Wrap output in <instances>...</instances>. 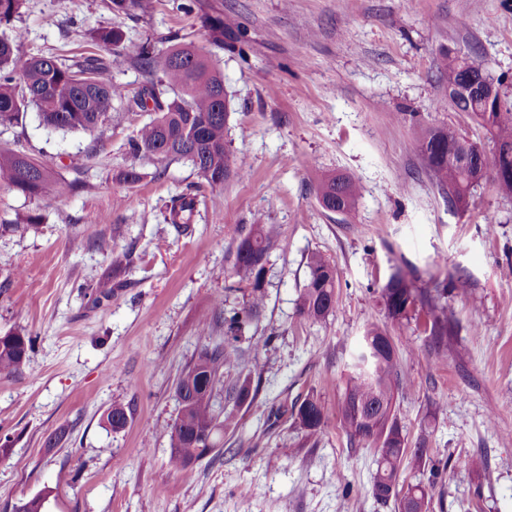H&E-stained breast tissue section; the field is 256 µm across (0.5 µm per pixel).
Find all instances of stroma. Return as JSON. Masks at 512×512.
I'll use <instances>...</instances> for the list:
<instances>
[{
    "label": "stroma",
    "mask_w": 512,
    "mask_h": 512,
    "mask_svg": "<svg viewBox=\"0 0 512 512\" xmlns=\"http://www.w3.org/2000/svg\"><path fill=\"white\" fill-rule=\"evenodd\" d=\"M155 0L129 19L105 0H26L12 27L21 57L96 51L98 29L128 40L209 48L200 12ZM246 30V57L224 52L230 98L225 139L248 172L202 187L190 235L160 212L197 184L186 161L134 160L127 142L150 118L112 112L94 133L58 132L35 112L0 126V149L41 158L77 190L54 201L0 184V336L31 338L21 375L0 378V512L49 491L47 512H397L372 493L375 445H350L339 425L343 377L367 325L384 323L380 292L394 271L422 288L464 274L448 291L454 328L434 354L422 321L391 327L412 382L396 415L422 459L399 490L429 483V512H512V198L477 187L465 210L421 168L423 125L482 138L465 113L440 107L437 78L452 51L486 64L512 97V0H208ZM137 166L140 182L118 170ZM362 187L355 207H321L316 172ZM494 216L487 227L486 216ZM261 218L277 234L266 265L257 361L226 371L250 379L255 399L234 408L216 459L173 470L168 432L176 379L209 344L203 322L243 304L228 291L227 256L240 225ZM336 267V304L317 321L299 314L307 257ZM128 254L121 269L113 260ZM113 286L109 296L98 286ZM325 409L315 437L295 422V400ZM132 418L112 431V405ZM483 466H472L473 457Z\"/></svg>",
    "instance_id": "stroma-1"
}]
</instances>
